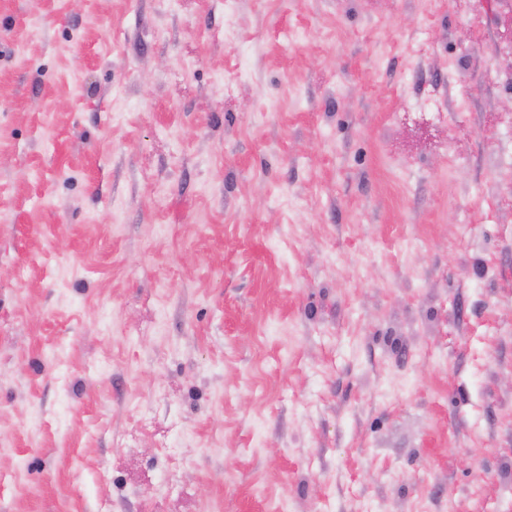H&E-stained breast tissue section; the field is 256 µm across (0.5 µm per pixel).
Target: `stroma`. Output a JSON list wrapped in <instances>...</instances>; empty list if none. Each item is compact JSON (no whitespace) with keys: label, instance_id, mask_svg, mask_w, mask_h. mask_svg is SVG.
Masks as SVG:
<instances>
[{"label":"stroma","instance_id":"35a3bbf8","mask_svg":"<svg viewBox=\"0 0 512 512\" xmlns=\"http://www.w3.org/2000/svg\"><path fill=\"white\" fill-rule=\"evenodd\" d=\"M511 131L512 0H0V512H512Z\"/></svg>","mask_w":512,"mask_h":512}]
</instances>
